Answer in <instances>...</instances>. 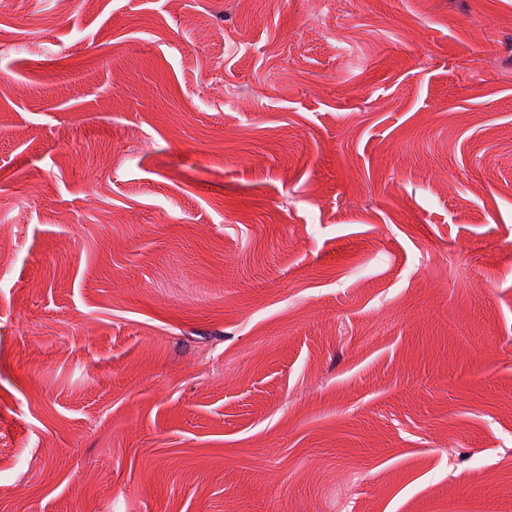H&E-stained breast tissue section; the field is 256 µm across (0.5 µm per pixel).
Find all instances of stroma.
<instances>
[{
	"label": "stroma",
	"instance_id": "obj_1",
	"mask_svg": "<svg viewBox=\"0 0 512 512\" xmlns=\"http://www.w3.org/2000/svg\"><path fill=\"white\" fill-rule=\"evenodd\" d=\"M0 512H512V0H0Z\"/></svg>",
	"mask_w": 512,
	"mask_h": 512
}]
</instances>
